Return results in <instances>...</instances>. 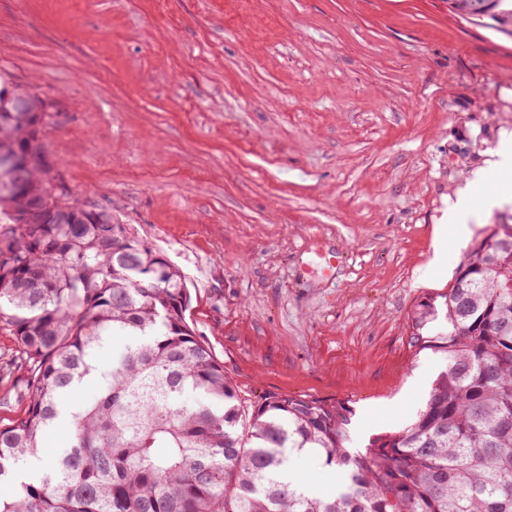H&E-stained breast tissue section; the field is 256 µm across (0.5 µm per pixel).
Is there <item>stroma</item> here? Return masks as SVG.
<instances>
[{
    "label": "stroma",
    "instance_id": "35a3bbf8",
    "mask_svg": "<svg viewBox=\"0 0 512 512\" xmlns=\"http://www.w3.org/2000/svg\"><path fill=\"white\" fill-rule=\"evenodd\" d=\"M0 76L50 102L73 194L184 273L244 406L347 402L354 452L410 423L441 361L409 315L512 223V34L446 0H0ZM485 172L497 203L435 247Z\"/></svg>",
    "mask_w": 512,
    "mask_h": 512
}]
</instances>
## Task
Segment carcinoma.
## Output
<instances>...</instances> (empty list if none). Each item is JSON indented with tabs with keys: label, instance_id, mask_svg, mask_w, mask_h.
<instances>
[{
	"label": "carcinoma",
	"instance_id": "carcinoma-1",
	"mask_svg": "<svg viewBox=\"0 0 512 512\" xmlns=\"http://www.w3.org/2000/svg\"><path fill=\"white\" fill-rule=\"evenodd\" d=\"M467 18L512 32V0H449ZM35 112H0V149L52 162L50 105L21 85ZM40 169L0 194V329L17 341L0 365L25 401L0 426V512H512V224L474 243L453 284L424 295L409 346L444 360L412 422L353 454L343 402L277 395L244 407L224 364L186 320L184 274L121 224ZM112 367L71 412L72 433L35 465L72 388ZM314 449L343 474L317 496L280 480L288 453Z\"/></svg>",
	"mask_w": 512,
	"mask_h": 512
}]
</instances>
